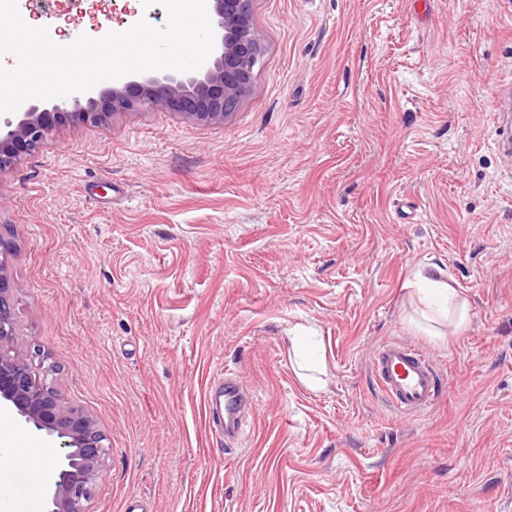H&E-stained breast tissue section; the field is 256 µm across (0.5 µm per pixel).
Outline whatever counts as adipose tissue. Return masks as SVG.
Returning <instances> with one entry per match:
<instances>
[{"instance_id": "adipose-tissue-1", "label": "adipose tissue", "mask_w": 512, "mask_h": 512, "mask_svg": "<svg viewBox=\"0 0 512 512\" xmlns=\"http://www.w3.org/2000/svg\"><path fill=\"white\" fill-rule=\"evenodd\" d=\"M407 286L422 305V321L417 325L418 330L432 336L436 333V324L442 322L453 326L458 332L464 331L469 325L471 305L468 297L447 279L436 275L433 267L417 268ZM288 341L300 369V380L312 390L326 389L327 363L316 337L298 329L289 336ZM0 446L6 449L5 454L0 455V476L11 473L13 459L20 457L27 461L30 481L36 484L41 482L46 470L43 454L18 447L13 435L3 426H0Z\"/></svg>"}]
</instances>
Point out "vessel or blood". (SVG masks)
Instances as JSON below:
<instances>
[{
	"label": "vessel or blood",
	"mask_w": 512,
	"mask_h": 512,
	"mask_svg": "<svg viewBox=\"0 0 512 512\" xmlns=\"http://www.w3.org/2000/svg\"><path fill=\"white\" fill-rule=\"evenodd\" d=\"M373 370L385 400L402 415L424 412L444 392L430 356L415 346L383 344L374 356ZM205 404L211 431L230 443L238 439L253 399L237 378L227 377L210 384Z\"/></svg>",
	"instance_id": "b4317fda"
}]
</instances>
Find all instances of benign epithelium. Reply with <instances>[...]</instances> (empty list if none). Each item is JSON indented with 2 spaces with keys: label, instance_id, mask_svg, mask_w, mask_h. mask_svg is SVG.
I'll use <instances>...</instances> for the list:
<instances>
[{
  "label": "benign epithelium",
  "instance_id": "1",
  "mask_svg": "<svg viewBox=\"0 0 512 512\" xmlns=\"http://www.w3.org/2000/svg\"><path fill=\"white\" fill-rule=\"evenodd\" d=\"M254 0H209L215 45L198 70L162 76L130 75L102 90L98 98L78 94L52 107L31 106L20 115L0 116V173L23 152L42 144L53 119L66 107L80 120L99 123L111 116L145 108L179 112L203 123L232 114L249 92L261 46L252 24ZM11 241L0 237V404L37 431L59 440L60 455L51 467L46 512H91L98 480L110 453L97 419L68 405L57 389V368L39 345L19 341L6 287Z\"/></svg>",
  "mask_w": 512,
  "mask_h": 512
}]
</instances>
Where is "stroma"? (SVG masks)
<instances>
[{
    "label": "stroma",
    "mask_w": 512,
    "mask_h": 512,
    "mask_svg": "<svg viewBox=\"0 0 512 512\" xmlns=\"http://www.w3.org/2000/svg\"><path fill=\"white\" fill-rule=\"evenodd\" d=\"M255 0L262 49L224 121L57 118L0 173V236L24 343L111 453L92 512H512V166L490 119L512 74V0ZM73 41L141 0H21ZM439 264L472 321L437 339L403 285ZM316 330L328 386L287 334ZM389 341L432 357L447 394L397 415L372 373ZM254 394L237 444L208 385Z\"/></svg>",
    "instance_id": "1"
}]
</instances>
